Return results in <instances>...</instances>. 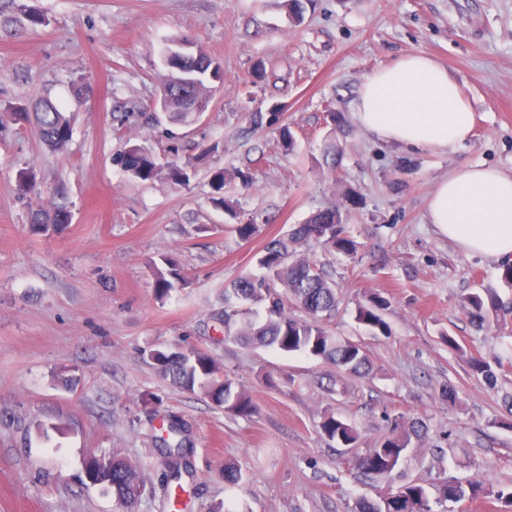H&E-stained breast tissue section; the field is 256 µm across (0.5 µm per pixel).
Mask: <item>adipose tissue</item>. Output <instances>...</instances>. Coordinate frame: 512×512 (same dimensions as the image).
Instances as JSON below:
<instances>
[{
  "instance_id": "obj_1",
  "label": "adipose tissue",
  "mask_w": 512,
  "mask_h": 512,
  "mask_svg": "<svg viewBox=\"0 0 512 512\" xmlns=\"http://www.w3.org/2000/svg\"><path fill=\"white\" fill-rule=\"evenodd\" d=\"M362 128L381 140L417 150L445 151L468 141L473 113L448 70L423 54L374 72L355 107ZM427 220L467 253L512 257V176L467 166L441 180Z\"/></svg>"
}]
</instances>
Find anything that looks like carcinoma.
Segmentation results:
<instances>
[{
  "label": "carcinoma",
  "instance_id": "cac0c4a2",
  "mask_svg": "<svg viewBox=\"0 0 512 512\" xmlns=\"http://www.w3.org/2000/svg\"><path fill=\"white\" fill-rule=\"evenodd\" d=\"M181 43L182 40L172 38L162 50L168 74L162 84L159 101L168 109L170 120L184 122L190 116L184 111L185 96L189 95L200 105L208 106L218 74L210 73L214 61L201 50L196 81L187 86L177 85V75L169 67V57ZM10 117L19 125H34L39 139L53 150L64 149L71 139V115L60 102L49 97L39 100L37 111L31 113L26 107L20 106L10 113ZM117 162L128 176L135 179L149 180L159 172L155 156L138 144L129 145L118 156ZM229 177L245 185L252 181L250 172L241 169L230 176L222 168L211 171L212 202L217 206L224 205V185ZM69 217V212L63 206L57 205L50 210L37 209L32 213L33 231L54 232ZM311 243L323 245L345 256H352L357 251V243L346 232L342 211L337 207L319 210L304 223L296 225L287 236L267 242L258 258L264 274L260 277H242L224 289V312L218 318L224 325V337L259 347H274L283 353L321 358L345 374H367L371 362L363 347L353 341L336 340L323 325L322 317L336 308V282L328 278L323 267L298 253L297 247ZM163 262L165 268L155 269V294L160 300L185 285L175 262L167 257L163 258ZM255 305L264 306V317L258 318L253 314L252 307ZM388 306L387 297L371 293L357 305L356 319L372 330L384 331L387 325L383 311ZM463 307L472 323L479 328L484 327L489 315L512 311L494 293H472L464 299ZM150 358L159 372L170 378L173 384L188 392H200L224 411L242 417L256 411L251 397L224 376L208 353L196 349L154 350ZM469 366L473 372L482 375L488 385L497 384L498 376L489 363L472 357ZM169 428L182 434V438L174 447L164 451L166 474L162 497L168 503L172 497L178 496L181 488L179 480L182 471L188 468L187 445L190 444L177 418L170 419ZM319 428L322 435L339 447L351 451L357 448V429L334 415H324ZM420 428L417 421L408 427L404 417H396L388 435L379 439L373 447L354 454V466L367 475L394 472L409 446L411 435L419 434ZM85 468L93 482L112 492L119 512H133L132 506L144 494L145 483L127 458L117 453L91 454L85 460ZM485 490V485L478 480L463 482L446 479L435 486V493L432 494L424 485L408 482L399 486L391 499L361 498L356 509L357 512H434L435 504L470 502Z\"/></svg>",
  "mask_w": 512,
  "mask_h": 512
}]
</instances>
